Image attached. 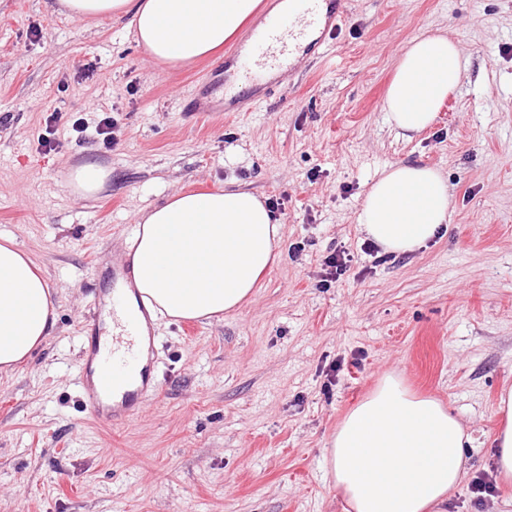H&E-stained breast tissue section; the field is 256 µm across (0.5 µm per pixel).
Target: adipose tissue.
<instances>
[{
	"instance_id": "1",
	"label": "adipose tissue",
	"mask_w": 512,
	"mask_h": 512,
	"mask_svg": "<svg viewBox=\"0 0 512 512\" xmlns=\"http://www.w3.org/2000/svg\"><path fill=\"white\" fill-rule=\"evenodd\" d=\"M82 19L130 18L151 58L172 65L211 56L254 15L260 0H61ZM467 62L447 33L417 37L400 54L384 109L403 137L429 127L463 81ZM452 193L437 169L388 167L357 216L384 252L413 253L448 221ZM130 240L135 288L159 316L210 319L232 311L280 256L283 237L252 191L175 192L138 212ZM52 289L13 237L0 238V372L30 359L55 326ZM497 410L492 436L499 479L512 487V389ZM468 436L433 398L409 393L392 375L341 419L329 457L334 485L352 512H446L466 476Z\"/></svg>"
}]
</instances>
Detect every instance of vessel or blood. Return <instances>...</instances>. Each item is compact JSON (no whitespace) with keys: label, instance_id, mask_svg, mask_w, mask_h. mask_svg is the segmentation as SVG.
<instances>
[{"label":"vessel or blood","instance_id":"1","mask_svg":"<svg viewBox=\"0 0 512 512\" xmlns=\"http://www.w3.org/2000/svg\"><path fill=\"white\" fill-rule=\"evenodd\" d=\"M341 0H288L287 9L268 16L253 32L249 49L233 59L239 78L255 93L269 97L276 72L300 56L318 57L336 33ZM242 98L228 91L223 104L192 99V112H236ZM112 283V346L103 349L99 313H92L83 326L85 342L76 362V380L81 402L98 421L118 427L130 420L145 396L155 389L147 359L154 356V332L150 313H130L133 284L130 260H116L107 271Z\"/></svg>","mask_w":512,"mask_h":512}]
</instances>
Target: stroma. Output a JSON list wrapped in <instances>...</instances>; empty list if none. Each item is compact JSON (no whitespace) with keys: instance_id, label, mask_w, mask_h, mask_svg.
<instances>
[{"instance_id":"stroma-1","label":"stroma","mask_w":512,"mask_h":512,"mask_svg":"<svg viewBox=\"0 0 512 512\" xmlns=\"http://www.w3.org/2000/svg\"><path fill=\"white\" fill-rule=\"evenodd\" d=\"M436 29L460 43L468 76L407 139L386 89L400 50ZM216 63L155 62L126 21L73 17L59 0H0V235L41 267L56 309L53 334L0 373V512H351L329 442L389 374L472 436L447 512H512L471 487L496 472V402L512 387V0H342L323 58L270 98L185 111ZM105 112L119 120L108 144ZM90 158L112 176L83 199L66 175ZM401 162L443 173L451 214L439 239L382 260L357 215ZM230 183L284 201L281 257L234 312L191 332L158 319L156 391L123 426L94 421L74 375L91 284L127 254L139 210ZM338 249L349 268L319 287Z\"/></svg>"}]
</instances>
